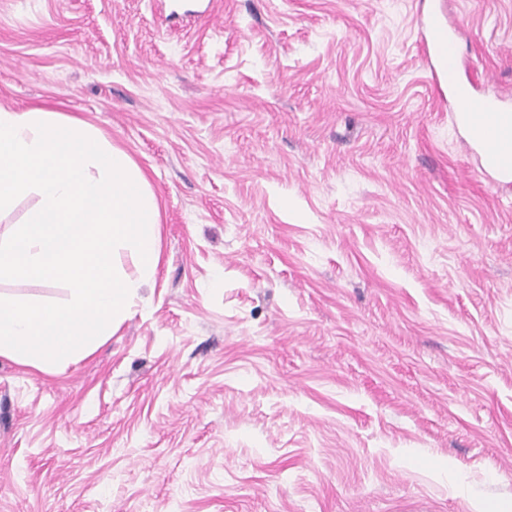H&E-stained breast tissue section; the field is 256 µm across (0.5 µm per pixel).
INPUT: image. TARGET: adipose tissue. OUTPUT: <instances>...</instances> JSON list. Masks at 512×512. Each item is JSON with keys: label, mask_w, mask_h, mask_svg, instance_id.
I'll use <instances>...</instances> for the list:
<instances>
[{"label": "adipose tissue", "mask_w": 512, "mask_h": 512, "mask_svg": "<svg viewBox=\"0 0 512 512\" xmlns=\"http://www.w3.org/2000/svg\"><path fill=\"white\" fill-rule=\"evenodd\" d=\"M455 119L471 143L480 148L487 170H494L502 158H512L511 112H459Z\"/></svg>", "instance_id": "ef3b65f1"}]
</instances>
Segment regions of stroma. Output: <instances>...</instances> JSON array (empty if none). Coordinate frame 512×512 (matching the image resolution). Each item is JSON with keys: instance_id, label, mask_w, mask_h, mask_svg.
Returning a JSON list of instances; mask_svg holds the SVG:
<instances>
[{"instance_id": "35a3bbf8", "label": "stroma", "mask_w": 512, "mask_h": 512, "mask_svg": "<svg viewBox=\"0 0 512 512\" xmlns=\"http://www.w3.org/2000/svg\"><path fill=\"white\" fill-rule=\"evenodd\" d=\"M206 6L0 0V106L161 224L95 350L0 356V512H512V185L431 80L512 113V0Z\"/></svg>"}]
</instances>
